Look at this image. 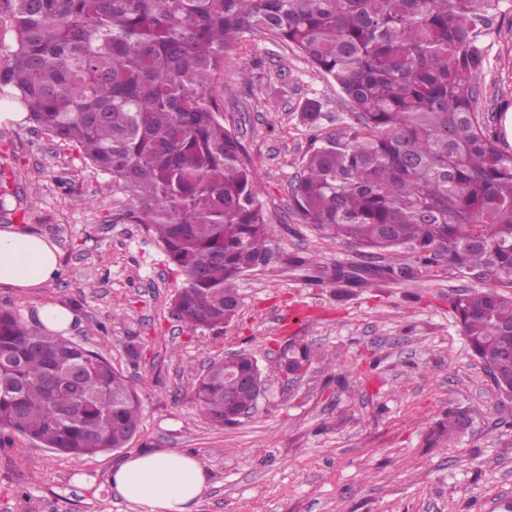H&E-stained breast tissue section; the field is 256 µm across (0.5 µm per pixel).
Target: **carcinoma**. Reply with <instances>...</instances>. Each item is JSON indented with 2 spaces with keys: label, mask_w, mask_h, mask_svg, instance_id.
I'll use <instances>...</instances> for the list:
<instances>
[{
  "label": "carcinoma",
  "mask_w": 512,
  "mask_h": 512,
  "mask_svg": "<svg viewBox=\"0 0 512 512\" xmlns=\"http://www.w3.org/2000/svg\"><path fill=\"white\" fill-rule=\"evenodd\" d=\"M504 0H0L14 44L0 89L29 119L109 175L126 217L154 233L186 277L173 299L190 331L237 316L240 274L268 261L274 227L257 170L212 93L226 49L246 32L295 48L350 103L315 133L289 186V209L319 237L370 257L336 281L418 279L435 269L479 287L448 296L471 352L512 395V153L477 111L485 38ZM315 354L285 364L296 375ZM257 359L209 360L193 397L217 426L257 396ZM450 409L433 445L461 435ZM131 379L100 354L0 308V430L75 461L125 447L139 431Z\"/></svg>",
  "instance_id": "obj_1"
}]
</instances>
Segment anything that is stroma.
<instances>
[{
    "mask_svg": "<svg viewBox=\"0 0 512 512\" xmlns=\"http://www.w3.org/2000/svg\"><path fill=\"white\" fill-rule=\"evenodd\" d=\"M486 45L477 110L501 133L512 113V0ZM212 92L258 169L275 228L269 260L239 278L238 317L220 333L189 332L173 316L185 278L144 225L124 219L126 199L108 176L31 122L0 126L10 190L0 227L61 250L54 281L0 288V307L31 325L37 304L77 300L69 339L131 378L142 409L128 447L79 463L0 432V512H135L108 478L129 453L155 448L196 454L209 471L197 512H500L512 499V404L497 397L448 309L471 280L438 269L415 282L336 287L337 267L368 263L367 251L317 237L290 213L288 187L310 142L300 119L308 103L327 131L347 118L348 102L301 54L260 33L225 52ZM286 312L295 318L284 326ZM303 345L336 366L287 376L286 357ZM240 350L257 359L264 396L241 423L217 428L192 389L210 358ZM451 407L469 415V429L428 447L430 425ZM82 473L93 484L76 483Z\"/></svg>",
    "mask_w": 512,
    "mask_h": 512,
    "instance_id": "stroma-1",
    "label": "stroma"
}]
</instances>
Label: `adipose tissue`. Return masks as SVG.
I'll list each match as a JSON object with an SVG mask.
<instances>
[{
    "mask_svg": "<svg viewBox=\"0 0 512 512\" xmlns=\"http://www.w3.org/2000/svg\"><path fill=\"white\" fill-rule=\"evenodd\" d=\"M60 249L46 236L0 228V288L43 287L60 267ZM112 489L138 512H195L208 472L195 454L148 449L129 454L112 470Z\"/></svg>",
    "mask_w": 512,
    "mask_h": 512,
    "instance_id": "obj_1",
    "label": "adipose tissue"
}]
</instances>
